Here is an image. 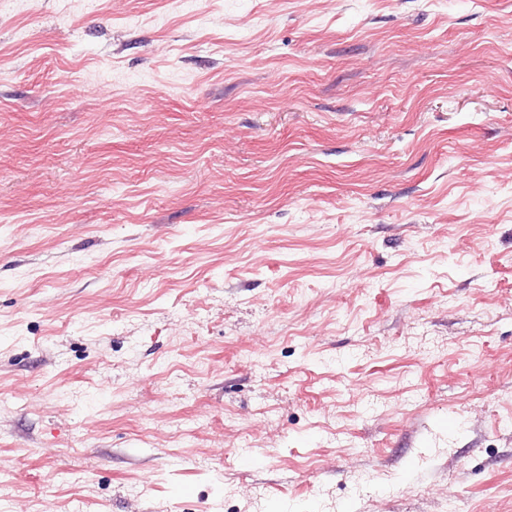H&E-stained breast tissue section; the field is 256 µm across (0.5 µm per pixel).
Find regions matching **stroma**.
<instances>
[{"label": "stroma", "instance_id": "35a3bbf8", "mask_svg": "<svg viewBox=\"0 0 512 512\" xmlns=\"http://www.w3.org/2000/svg\"><path fill=\"white\" fill-rule=\"evenodd\" d=\"M0 512H512V0H0Z\"/></svg>", "mask_w": 512, "mask_h": 512}]
</instances>
